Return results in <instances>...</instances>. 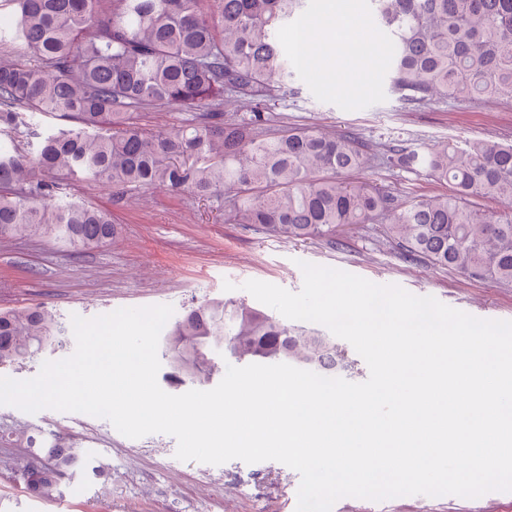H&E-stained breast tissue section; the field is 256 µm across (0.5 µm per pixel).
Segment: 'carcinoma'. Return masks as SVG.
<instances>
[{"label":"carcinoma","mask_w":512,"mask_h":512,"mask_svg":"<svg viewBox=\"0 0 512 512\" xmlns=\"http://www.w3.org/2000/svg\"><path fill=\"white\" fill-rule=\"evenodd\" d=\"M16 24L0 46V124L18 110L64 126L29 151L0 149V240L38 237L76 254L119 233L111 213L81 201L50 204L60 181L100 182L120 199L131 190L188 191L224 206L229 224L273 237L336 240L339 227L380 224L387 238L433 265L494 286L512 285V144L448 143L426 154L382 148L391 169L421 172L448 193L400 202L345 175L361 170L366 146L347 133L292 128L269 133L268 105L288 97L293 71L276 33L306 0H5ZM395 51L390 85L408 106L495 94L512 101V0H370ZM251 111L224 116V101ZM171 106L193 118L162 133L138 125L141 111ZM67 330L41 305L0 311V368L60 349ZM287 363L334 377L353 369L334 337L235 301L188 309L164 334L174 381H205L224 354ZM0 445L27 448L11 469L31 497L62 495L71 479L102 475L80 445L39 429L1 427Z\"/></svg>","instance_id":"carcinoma-1"}]
</instances>
